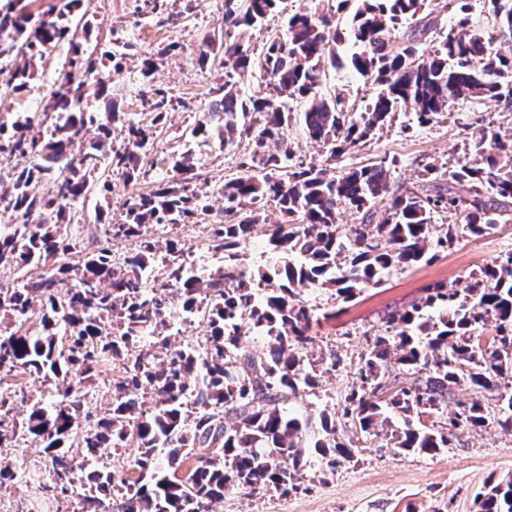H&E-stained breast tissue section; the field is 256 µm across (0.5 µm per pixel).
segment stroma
<instances>
[{
    "label": "stroma",
    "mask_w": 512,
    "mask_h": 512,
    "mask_svg": "<svg viewBox=\"0 0 512 512\" xmlns=\"http://www.w3.org/2000/svg\"><path fill=\"white\" fill-rule=\"evenodd\" d=\"M184 0H169L178 13L176 25L158 28L149 18L135 14L132 0H83L81 9L94 20L96 30L90 45L109 51L114 41L129 43L121 71L111 61L100 64L106 84L117 83L125 93L119 99L120 111L141 119L144 113L137 95L140 61L167 44L176 49L164 58L154 74V83L171 92L178 101L159 144L167 151L183 129L201 120L214 96L213 90L224 80L223 70L201 65L199 43L208 33L224 25L223 0H198L192 12H185ZM68 43H61L50 58L36 62L27 86L7 92L5 109L24 114L41 111L46 88L62 77V63ZM512 129V114L501 111L493 100L459 104L439 122L416 125L413 112L400 114L394 126L380 132L369 145L353 149L336 162L337 171L389 161L392 191L405 193L418 189L421 164L430 159L455 163L466 159V148L487 124ZM249 147L224 151L219 146L205 147L196 161L220 185L239 172ZM124 200L122 183H115L109 197L90 194L78 213L91 227L82 237L92 245L99 230L95 223L104 218L121 222ZM512 252V223L498 225L491 233L475 237L457 232L453 243L428 263L391 270L382 285L366 288L353 301L336 300L330 292L305 290V302L320 313L311 334L315 341L307 350L310 358L335 352L334 370L322 373L316 388H301L290 396V413L305 417L319 411H339L356 381L357 364L371 338L381 329L386 314L409 306L421 297L424 288L437 281L465 287L471 273L491 264L498 256ZM355 462L329 470L319 457L308 454L305 478L300 489L284 494L260 489L254 492L232 489L221 500L209 503L208 512H476L475 499L490 478L512 476V432L492 424L485 428L459 432L452 446L435 453L398 455L385 441L363 437L357 442ZM8 459L16 473L14 480L0 485V512H84L86 505L76 493L61 491L51 476L52 466L40 439L27 436L11 447H0V458Z\"/></svg>",
    "instance_id": "obj_1"
}]
</instances>
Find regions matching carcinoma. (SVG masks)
I'll return each instance as SVG.
<instances>
[{
    "label": "carcinoma",
    "mask_w": 512,
    "mask_h": 512,
    "mask_svg": "<svg viewBox=\"0 0 512 512\" xmlns=\"http://www.w3.org/2000/svg\"><path fill=\"white\" fill-rule=\"evenodd\" d=\"M34 2L12 0L0 13V58L13 62L12 90L24 88L33 62L61 42H68L70 56L60 82L44 94L43 111L21 120L0 115V155L30 160L22 169L0 167V185L8 186L0 193V274L10 276L0 278V369L56 380L58 400L14 412L1 399L0 447L20 435L45 441L54 480L64 492L79 483L88 512H112L119 491L118 512H205L207 502L230 489H299L308 448L332 471L354 461L357 445L341 440L336 415L323 410L301 419L286 408L288 394L318 387L316 367L323 363L302 355L314 341L315 314L301 295L321 288L350 302L381 285L386 270L430 262L428 245L444 249L455 238L452 225L436 224L442 213L464 216L463 228L473 236L511 221L512 134L483 130L469 146L474 161L433 158L419 171L427 189L393 195L382 163L338 174L330 165H292L291 150L266 147L299 125L334 160L369 144L404 108L420 125L460 101L486 97L512 112V52L492 49V38L471 24L470 0H448L458 23L446 34L422 17L427 0H363L354 15L355 49L343 58L333 18L349 0H323L322 12L304 5L289 13L257 53L246 39L249 30L286 12L287 0H224V29L199 45L202 64L217 60L224 68V84L184 137V151L170 154L173 175L155 182L158 131L177 100L152 75L175 45L141 59L139 97L149 117L129 122L115 148L110 123L119 113L83 109L105 89L94 79L99 58L82 49L93 23L84 14L73 21L79 0H67L60 8L49 5L30 28ZM484 4L500 35L511 39L512 0ZM136 12L159 27L171 21L166 0H140ZM405 25L409 34L402 37ZM428 32L438 42L425 55L418 36ZM345 66L373 86L359 108L343 91L330 98L321 93L327 69ZM249 68L265 91L247 99L235 76ZM211 139L226 150L242 141L251 146L250 161L218 189L224 208L216 215L215 192L191 150ZM105 157L128 191L124 221L104 225V234L136 242L120 260L109 248L78 249L72 224L93 182L105 198L114 190L112 180L99 176ZM44 180L55 184L54 193L36 192ZM455 183L467 184L469 195H457ZM379 199L387 201L386 216L375 223L371 209ZM268 200L279 212L276 224L261 223ZM347 213L360 221L343 223ZM199 222L209 224L208 249L217 256L205 273L183 261L180 247V226ZM152 228L170 234L161 257L148 236ZM261 229L276 260L252 270L245 249ZM66 279L74 286L61 288ZM172 294L182 312L206 324L203 345L171 342ZM490 323L496 334L483 344L476 330ZM250 333L263 336V354L244 350ZM145 335L155 337L153 354L137 351ZM110 360L121 362L122 372L112 383L108 414L97 419L84 409L82 387ZM395 371L405 381L393 388ZM357 376L342 404L343 426L381 438L400 454L438 452L457 430L476 431L491 420L512 432V393H499L501 381L512 379V253L470 274L463 288L434 283L409 307L387 314ZM460 386L497 393V411L480 400L448 411ZM145 389L152 400L146 410ZM435 413L445 422H423ZM81 419L95 423L76 447L65 446ZM127 445L138 449L135 481L94 465L100 449ZM196 451L199 465L187 479L177 478ZM476 506L477 512H512V477L489 480Z\"/></svg>",
    "instance_id": "cac0c4a2"
}]
</instances>
